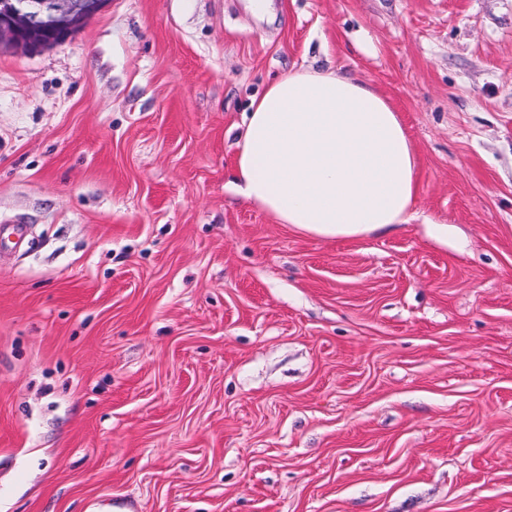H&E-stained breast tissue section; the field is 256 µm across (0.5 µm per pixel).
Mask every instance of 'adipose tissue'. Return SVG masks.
Wrapping results in <instances>:
<instances>
[{
	"instance_id": "adipose-tissue-1",
	"label": "adipose tissue",
	"mask_w": 512,
	"mask_h": 512,
	"mask_svg": "<svg viewBox=\"0 0 512 512\" xmlns=\"http://www.w3.org/2000/svg\"><path fill=\"white\" fill-rule=\"evenodd\" d=\"M416 165L383 94L309 67L281 74L253 99L237 135L233 189L277 223L351 239L408 223Z\"/></svg>"
}]
</instances>
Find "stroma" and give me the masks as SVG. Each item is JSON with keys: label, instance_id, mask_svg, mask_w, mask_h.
I'll use <instances>...</instances> for the list:
<instances>
[{"label": "stroma", "instance_id": "stroma-1", "mask_svg": "<svg viewBox=\"0 0 512 512\" xmlns=\"http://www.w3.org/2000/svg\"><path fill=\"white\" fill-rule=\"evenodd\" d=\"M302 66L400 112L409 223L233 191L231 127ZM122 497L512 512V0H110L0 48V512Z\"/></svg>", "mask_w": 512, "mask_h": 512}]
</instances>
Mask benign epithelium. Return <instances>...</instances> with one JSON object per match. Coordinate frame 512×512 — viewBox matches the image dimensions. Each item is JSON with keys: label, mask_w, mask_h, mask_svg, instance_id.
I'll return each mask as SVG.
<instances>
[{"label": "benign epithelium", "mask_w": 512, "mask_h": 512, "mask_svg": "<svg viewBox=\"0 0 512 512\" xmlns=\"http://www.w3.org/2000/svg\"><path fill=\"white\" fill-rule=\"evenodd\" d=\"M109 0H0V46L48 47L77 31Z\"/></svg>", "instance_id": "obj_1"}]
</instances>
